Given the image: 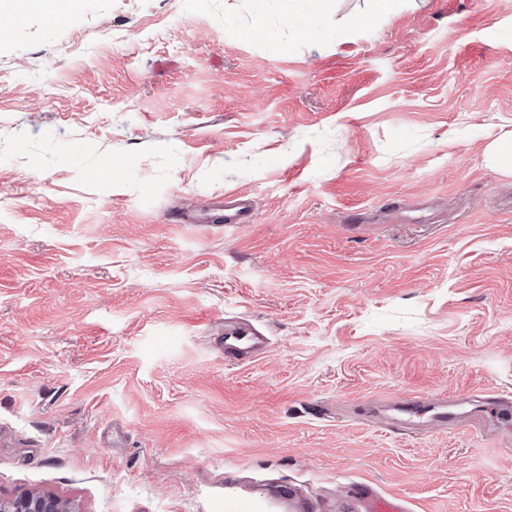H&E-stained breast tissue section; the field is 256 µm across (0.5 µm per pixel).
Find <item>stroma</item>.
Listing matches in <instances>:
<instances>
[{
  "label": "stroma",
  "mask_w": 512,
  "mask_h": 512,
  "mask_svg": "<svg viewBox=\"0 0 512 512\" xmlns=\"http://www.w3.org/2000/svg\"><path fill=\"white\" fill-rule=\"evenodd\" d=\"M369 12L81 0L12 23L0 500L224 512L234 481L340 512L366 483L412 512H512V447L367 413L512 396V175L485 157L512 130V0H406L347 27ZM232 194L251 223L174 219ZM228 322L267 351L225 361ZM458 399L442 396L439 398L421 396H395L389 399L388 404L393 414L388 421L393 431L437 430L448 425H456L452 413L448 412V404L458 402ZM433 412L429 421L422 420V416Z\"/></svg>",
  "instance_id": "obj_1"
}]
</instances>
